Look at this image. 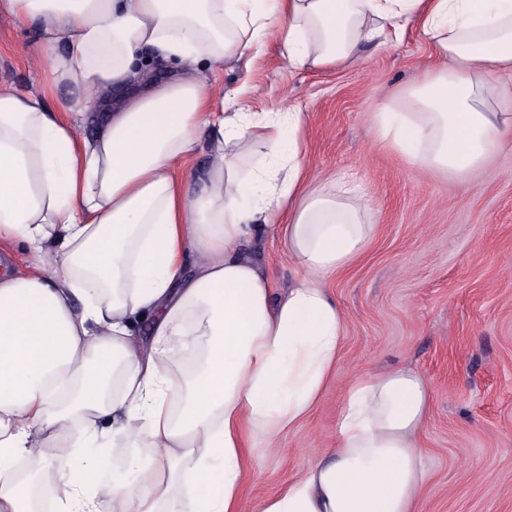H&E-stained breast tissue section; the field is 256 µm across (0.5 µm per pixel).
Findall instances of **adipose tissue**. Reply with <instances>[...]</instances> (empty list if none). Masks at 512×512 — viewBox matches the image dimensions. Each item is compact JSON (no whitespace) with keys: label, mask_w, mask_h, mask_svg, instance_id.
Returning a JSON list of instances; mask_svg holds the SVG:
<instances>
[{"label":"adipose tissue","mask_w":512,"mask_h":512,"mask_svg":"<svg viewBox=\"0 0 512 512\" xmlns=\"http://www.w3.org/2000/svg\"><path fill=\"white\" fill-rule=\"evenodd\" d=\"M42 26L51 86L78 89L65 117L0 85V236L32 272L0 277V462L66 448L61 512H241L255 448L310 414L331 382L345 319L325 283L370 245L371 198L326 174L310 185L308 115L211 110L205 72L259 54L278 33L293 63L359 60L411 22L440 64L374 115L408 163L462 179L512 146V0H0ZM152 48L174 75L154 80ZM97 118L92 137L76 127ZM211 163L189 189L197 136ZM257 143L288 173L249 167ZM284 241L301 279L280 298L254 236ZM57 266L45 273V255ZM149 320L142 344L137 322ZM120 393L104 396L110 378ZM430 392L412 369L353 382L336 446L258 512H420ZM82 421L126 448L125 483L70 446Z\"/></svg>","instance_id":"adipose-tissue-1"}]
</instances>
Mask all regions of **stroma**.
Returning <instances> with one entry per match:
<instances>
[{"mask_svg": "<svg viewBox=\"0 0 512 512\" xmlns=\"http://www.w3.org/2000/svg\"><path fill=\"white\" fill-rule=\"evenodd\" d=\"M40 40L38 23L0 13V84L44 95L60 113L74 92L62 86L46 93ZM438 63L412 25L349 64L295 66L270 35L259 55L213 72L221 90L214 111L241 89L252 111L290 105L308 113L312 174L361 181L378 226L362 258L326 283L346 319L341 358L309 418L246 476L247 512H257L335 445L354 379L395 367L418 371L431 390L422 512H512V150L462 182L404 161L378 140L372 122L384 107L406 105V91ZM252 254L274 296L298 279L281 240L260 237ZM59 455L49 448L28 462L37 488L52 490L43 512L68 494Z\"/></svg>", "mask_w": 512, "mask_h": 512, "instance_id": "35a3bbf8", "label": "stroma"}]
</instances>
